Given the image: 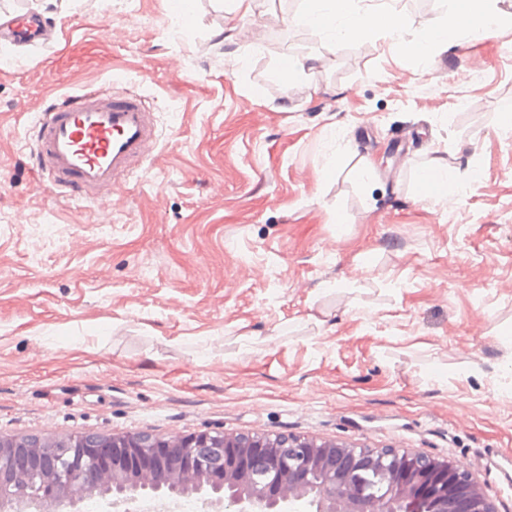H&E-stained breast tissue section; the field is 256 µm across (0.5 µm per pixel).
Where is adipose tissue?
Instances as JSON below:
<instances>
[{
	"mask_svg": "<svg viewBox=\"0 0 512 512\" xmlns=\"http://www.w3.org/2000/svg\"><path fill=\"white\" fill-rule=\"evenodd\" d=\"M497 0H454L450 24L424 28L412 46L420 63L432 64L435 53L448 42L459 38L482 39L503 27L512 26V17L501 14ZM324 33L329 44L357 40L370 32L382 33L393 49H400L405 27L403 14L387 5L369 11H359L355 0H305L300 13L293 18Z\"/></svg>",
	"mask_w": 512,
	"mask_h": 512,
	"instance_id": "ef3b65f1",
	"label": "adipose tissue"
}]
</instances>
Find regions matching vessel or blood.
Returning a JSON list of instances; mask_svg holds the SVG:
<instances>
[{
	"label": "vessel or blood",
	"instance_id": "1",
	"mask_svg": "<svg viewBox=\"0 0 512 512\" xmlns=\"http://www.w3.org/2000/svg\"><path fill=\"white\" fill-rule=\"evenodd\" d=\"M31 13L0 17V40H42ZM154 113L137 94L89 89L54 99L37 122L32 148L38 167L59 194L102 201L156 149Z\"/></svg>",
	"mask_w": 512,
	"mask_h": 512
}]
</instances>
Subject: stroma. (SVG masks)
<instances>
[{
  "label": "stroma",
  "instance_id": "stroma-1",
  "mask_svg": "<svg viewBox=\"0 0 512 512\" xmlns=\"http://www.w3.org/2000/svg\"><path fill=\"white\" fill-rule=\"evenodd\" d=\"M302 7L192 0L186 22L171 0H0L58 31L0 42V435L405 448L512 512V29L425 68L377 34L329 47L286 24ZM396 7L408 41L452 13ZM112 84L161 136L101 211L52 193L24 144L49 96ZM417 163L460 174L454 208Z\"/></svg>",
  "mask_w": 512,
  "mask_h": 512
}]
</instances>
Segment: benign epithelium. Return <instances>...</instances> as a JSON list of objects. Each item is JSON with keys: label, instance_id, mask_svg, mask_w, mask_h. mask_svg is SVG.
Instances as JSON below:
<instances>
[{"label": "benign epithelium", "instance_id": "obj_1", "mask_svg": "<svg viewBox=\"0 0 512 512\" xmlns=\"http://www.w3.org/2000/svg\"><path fill=\"white\" fill-rule=\"evenodd\" d=\"M147 490H209L232 512H294L304 499L315 512H499L469 471L408 449L222 431L81 434L65 446L0 436V512H62L95 492L117 508Z\"/></svg>", "mask_w": 512, "mask_h": 512}]
</instances>
